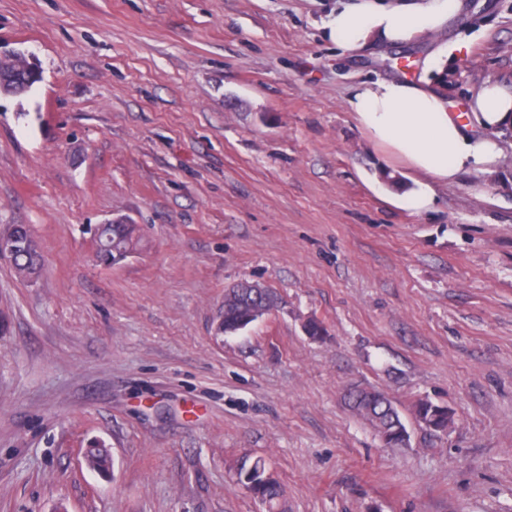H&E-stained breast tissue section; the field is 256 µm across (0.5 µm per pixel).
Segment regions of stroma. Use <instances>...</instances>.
Returning <instances> with one entry per match:
<instances>
[{
	"mask_svg": "<svg viewBox=\"0 0 512 512\" xmlns=\"http://www.w3.org/2000/svg\"><path fill=\"white\" fill-rule=\"evenodd\" d=\"M463 3L441 35L348 52L339 0H0V49L43 72L0 96V224L45 263L28 282L0 257V512H264L234 483L259 457L288 512H512V130L415 215L346 105L386 78L454 112L512 87V0ZM114 219L142 242L105 267ZM242 281L280 303L216 335ZM354 384L406 444L348 409ZM351 408L362 419L366 420L376 431V435L389 446L400 444L398 428L405 429L397 407L380 391L354 390L348 395ZM381 414L383 423L379 424L369 418V413ZM416 418L424 427L434 433L446 434L454 423L453 415L448 419V408L435 405L428 399H421L413 406ZM88 467L100 474H107L112 466V458L107 448L96 444L88 448L86 452Z\"/></svg>",
	"mask_w": 512,
	"mask_h": 512,
	"instance_id": "stroma-1",
	"label": "stroma"
}]
</instances>
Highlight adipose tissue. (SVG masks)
<instances>
[{
  "instance_id": "adipose-tissue-1",
  "label": "adipose tissue",
  "mask_w": 512,
  "mask_h": 512,
  "mask_svg": "<svg viewBox=\"0 0 512 512\" xmlns=\"http://www.w3.org/2000/svg\"><path fill=\"white\" fill-rule=\"evenodd\" d=\"M462 6V0H347L325 28L347 51L370 42L409 43L442 31ZM347 106L373 144L416 172L395 186L401 207L415 214L432 207L433 183L491 171L502 156L499 137L512 129V89L491 82L464 119L449 112L441 94L396 78L362 85Z\"/></svg>"
}]
</instances>
